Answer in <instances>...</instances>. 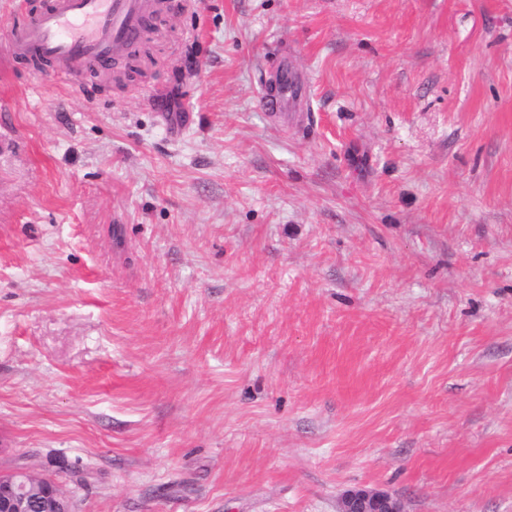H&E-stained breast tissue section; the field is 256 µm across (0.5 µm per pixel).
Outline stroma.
I'll return each instance as SVG.
<instances>
[{
  "label": "stroma",
  "mask_w": 512,
  "mask_h": 512,
  "mask_svg": "<svg viewBox=\"0 0 512 512\" xmlns=\"http://www.w3.org/2000/svg\"><path fill=\"white\" fill-rule=\"evenodd\" d=\"M13 11L0 475L74 512H512V0L172 5L79 89L12 59ZM282 61L308 110L261 108ZM46 481L42 501L39 502L41 512H71L69 501L62 495L59 488L54 486L50 479L41 478ZM401 501L390 494L357 488L346 492L338 504V512H403Z\"/></svg>",
  "instance_id": "35a3bbf8"
}]
</instances>
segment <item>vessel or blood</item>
Listing matches in <instances>:
<instances>
[{
	"label": "vessel or blood",
	"instance_id": "1",
	"mask_svg": "<svg viewBox=\"0 0 512 512\" xmlns=\"http://www.w3.org/2000/svg\"><path fill=\"white\" fill-rule=\"evenodd\" d=\"M161 0H16L10 29L14 58L50 64V78L85 83L113 58L135 62ZM281 90L262 96L268 110H284L303 100V84L281 72Z\"/></svg>",
	"mask_w": 512,
	"mask_h": 512
}]
</instances>
